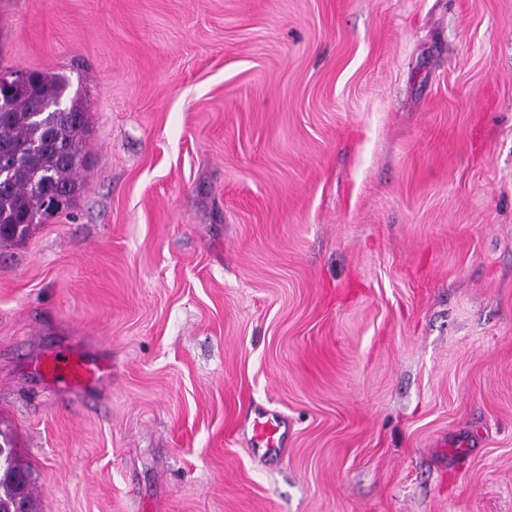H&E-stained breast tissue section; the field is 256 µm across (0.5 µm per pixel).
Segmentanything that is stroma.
I'll return each mask as SVG.
<instances>
[{
  "mask_svg": "<svg viewBox=\"0 0 512 512\" xmlns=\"http://www.w3.org/2000/svg\"><path fill=\"white\" fill-rule=\"evenodd\" d=\"M0 67L90 129L0 245L38 512H512V0H0ZM43 369L56 383L70 387L84 382H97L107 374L103 366L67 351L54 355L43 364ZM283 427L284 423L278 416L270 413L258 414L253 420V439L256 449L265 448L264 453L267 454L276 452L284 437Z\"/></svg>",
  "mask_w": 512,
  "mask_h": 512,
  "instance_id": "obj_1",
  "label": "stroma"
}]
</instances>
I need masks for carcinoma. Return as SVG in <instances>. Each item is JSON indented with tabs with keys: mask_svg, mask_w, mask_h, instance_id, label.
Listing matches in <instances>:
<instances>
[{
	"mask_svg": "<svg viewBox=\"0 0 512 512\" xmlns=\"http://www.w3.org/2000/svg\"><path fill=\"white\" fill-rule=\"evenodd\" d=\"M67 88L64 78L41 71L21 95L0 88L8 108L0 112V167L7 169L0 184V244L21 241L33 226L61 214L43 183L65 196L66 210L79 192L88 162L83 102L74 96L65 111L34 116L35 109L62 102ZM0 512H34L29 477L5 438L0 440Z\"/></svg>",
	"mask_w": 512,
	"mask_h": 512,
	"instance_id": "carcinoma-1",
	"label": "carcinoma"
}]
</instances>
